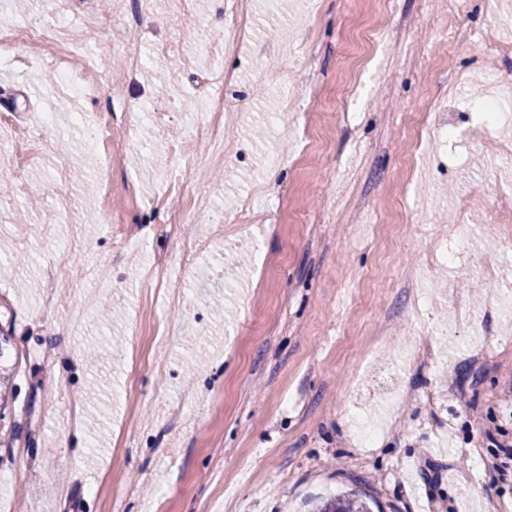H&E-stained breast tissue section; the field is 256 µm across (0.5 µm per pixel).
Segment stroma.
I'll return each mask as SVG.
<instances>
[{
    "instance_id": "35a3bbf8",
    "label": "stroma",
    "mask_w": 512,
    "mask_h": 512,
    "mask_svg": "<svg viewBox=\"0 0 512 512\" xmlns=\"http://www.w3.org/2000/svg\"><path fill=\"white\" fill-rule=\"evenodd\" d=\"M226 8L193 0L177 26L138 0H64V20L111 16L113 39L147 59L129 69L101 42L89 99L41 68L0 66V114L108 113L119 128L130 105L155 145L108 162L80 127L51 128L20 185L0 154V331L15 365L0 512H311L354 488L372 512H478L488 500L512 512V467L498 458L512 446L500 399L512 385V227L486 206L512 184L497 160L512 101L495 127L478 115L483 98L512 92V57L482 49L512 39V25L493 0L452 16L441 0H252L248 35L224 55L236 76L224 122L246 159L200 166L204 142L172 153L168 130L205 122V88L151 47L204 43ZM457 28L470 45L450 44ZM364 58L377 77L351 113L343 98ZM439 98L451 130L435 146L425 129ZM179 174L224 213L254 200L258 222L225 225L186 261L182 242L201 225H166L151 206ZM465 199L484 207L461 239ZM126 235L182 266L165 286L179 310L120 250ZM64 257L81 286L47 297ZM482 257L495 263L485 276ZM431 391L447 397L427 405ZM355 405L379 429L375 447L356 440Z\"/></svg>"
}]
</instances>
